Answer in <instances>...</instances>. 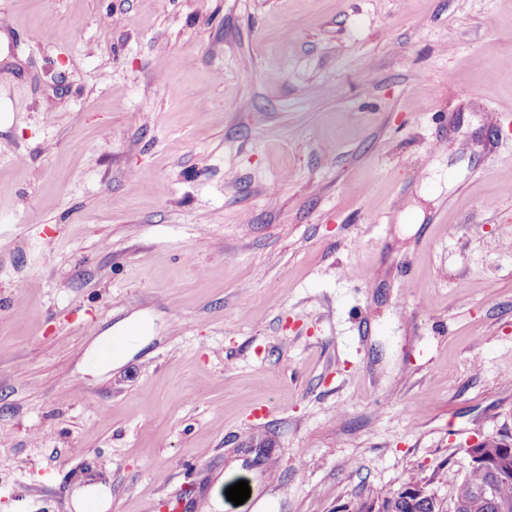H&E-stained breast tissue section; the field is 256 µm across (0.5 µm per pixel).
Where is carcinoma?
I'll return each instance as SVG.
<instances>
[{"label":"carcinoma","mask_w":512,"mask_h":512,"mask_svg":"<svg viewBox=\"0 0 512 512\" xmlns=\"http://www.w3.org/2000/svg\"><path fill=\"white\" fill-rule=\"evenodd\" d=\"M452 510L444 509L440 501L407 500L393 492L375 501L377 512H512V474L496 480L480 467H470L462 477L451 479ZM491 487V495L482 491Z\"/></svg>","instance_id":"cac0c4a2"}]
</instances>
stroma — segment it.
<instances>
[{"mask_svg":"<svg viewBox=\"0 0 512 512\" xmlns=\"http://www.w3.org/2000/svg\"><path fill=\"white\" fill-rule=\"evenodd\" d=\"M510 117L512 0H0V512L450 499L512 433ZM91 500L96 501L99 512H105L111 507L112 498L107 489L103 491L94 486H86L74 490L71 497L73 511L85 512V508Z\"/></svg>","mask_w":512,"mask_h":512,"instance_id":"stroma-1","label":"stroma"}]
</instances>
